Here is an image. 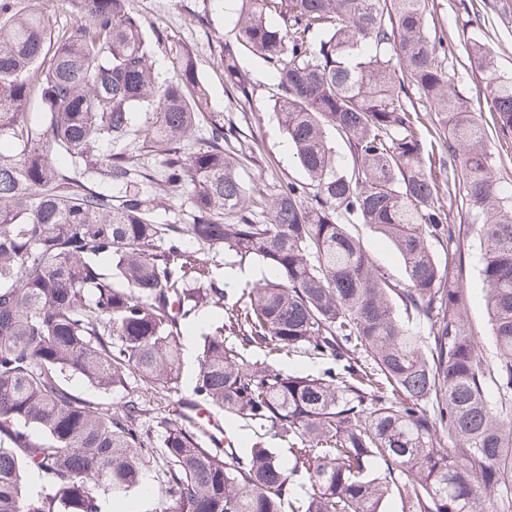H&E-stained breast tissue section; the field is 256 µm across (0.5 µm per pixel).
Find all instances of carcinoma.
<instances>
[{
  "instance_id": "obj_1",
  "label": "carcinoma",
  "mask_w": 512,
  "mask_h": 512,
  "mask_svg": "<svg viewBox=\"0 0 512 512\" xmlns=\"http://www.w3.org/2000/svg\"><path fill=\"white\" fill-rule=\"evenodd\" d=\"M68 2L72 25L55 32L36 0H0V141L14 146L0 150V512H102V497L142 488L153 465V512H386L393 497L399 512H512V188L487 146L491 128L512 140V77L465 36L484 13L460 3L473 17L459 41L490 125L451 74L430 0H240L225 81L247 101L242 55L274 69L272 107L306 176L256 200L224 124L197 135L208 92L195 60L173 57L160 81L163 36L148 38L127 0ZM132 135L151 145L152 169L114 151ZM156 185L187 193L185 223L154 222ZM453 192L479 225L491 362L466 318ZM353 224L392 242L404 283ZM222 249L267 274L230 285L202 258ZM204 307L220 313L189 396L243 424L248 447L220 453L158 416V450L142 395L112 408L69 387L77 375L111 394L132 377L167 395L182 327ZM295 357L325 367L275 365Z\"/></svg>"
}]
</instances>
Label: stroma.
Instances as JSON below:
<instances>
[{
  "label": "stroma",
  "mask_w": 512,
  "mask_h": 512,
  "mask_svg": "<svg viewBox=\"0 0 512 512\" xmlns=\"http://www.w3.org/2000/svg\"><path fill=\"white\" fill-rule=\"evenodd\" d=\"M130 6L140 14L146 29L162 32L163 44L155 55V74L159 79L172 76L171 58L176 53L184 51L197 60L209 92L206 117L223 120L232 127L231 143L240 156V173L254 186L256 194L270 192L288 180H303L304 174L288 145V137L271 107L274 79L266 63L251 55L242 59L254 89L250 101L238 100L225 85L224 70L218 60L224 53L225 39L231 35L239 7L237 0H130ZM492 25L490 48L498 71L512 76V0H500ZM454 221L468 227L464 238L468 261L463 269L471 294L467 320L482 342L484 357L489 358L494 346L479 274L478 227L461 212L455 214ZM354 232L394 280L404 281L403 261L390 242L363 224L355 225Z\"/></svg>",
  "instance_id": "obj_1"
}]
</instances>
